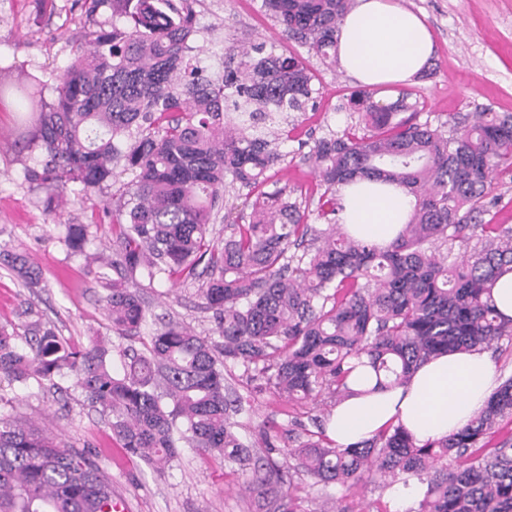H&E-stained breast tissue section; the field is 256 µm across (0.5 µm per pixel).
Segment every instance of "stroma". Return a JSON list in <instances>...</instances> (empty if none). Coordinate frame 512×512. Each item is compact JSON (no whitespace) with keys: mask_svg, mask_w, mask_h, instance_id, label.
Listing matches in <instances>:
<instances>
[{"mask_svg":"<svg viewBox=\"0 0 512 512\" xmlns=\"http://www.w3.org/2000/svg\"><path fill=\"white\" fill-rule=\"evenodd\" d=\"M401 3L423 17L435 41L431 71L402 89L417 99L421 117L444 121L454 113L486 107L512 113V0ZM196 11L192 44L198 49L199 66L207 72L223 71L231 47L244 38L278 55L296 54L314 73L315 105L299 114L292 140L281 147L282 159L270 174L288 187L293 198L315 206L323 188L304 155L313 140L355 123L356 113L345 104L358 83L340 67L324 64L308 47L286 39L262 0H200ZM83 25L71 0H54L44 9L36 0H0V67L51 80L53 72L67 63V39ZM15 120V104H0V242L28 250L43 272V281L31 290L0 269V323L23 327L33 310L74 342H86L91 336L113 339L101 285L83 263L67 259L58 241L65 223H89L97 209L77 202L69 192L56 212H45L23 180L14 143ZM141 295L152 314L212 337L214 324L201 308L196 285L163 280L142 289ZM230 384L247 402L238 421L250 432L272 425L284 437L291 418L306 426L311 423L308 407L257 390L242 375H235ZM0 414L35 419L53 415L55 433L73 447L94 452L113 494L125 501L128 512H260L257 499L244 489L248 472L188 448L161 471L131 457L70 381H62L59 391L35 396L19 387H2Z\"/></svg>","mask_w":512,"mask_h":512,"instance_id":"35a3bbf8","label":"stroma"}]
</instances>
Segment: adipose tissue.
<instances>
[{
	"label": "adipose tissue",
	"mask_w": 512,
	"mask_h": 512,
	"mask_svg": "<svg viewBox=\"0 0 512 512\" xmlns=\"http://www.w3.org/2000/svg\"><path fill=\"white\" fill-rule=\"evenodd\" d=\"M432 56L426 24L400 0H357L339 27V64L366 87L408 81ZM340 194L347 231L381 246L395 239L414 206L402 187L368 179L342 184ZM496 386L485 352L445 354L422 365L406 385L337 403L327 417V434L344 447L372 437L390 421L416 443L438 440L462 428Z\"/></svg>",
	"instance_id": "obj_1"
}]
</instances>
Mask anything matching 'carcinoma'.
Masks as SVG:
<instances>
[{"label": "carcinoma", "mask_w": 512, "mask_h": 512, "mask_svg": "<svg viewBox=\"0 0 512 512\" xmlns=\"http://www.w3.org/2000/svg\"><path fill=\"white\" fill-rule=\"evenodd\" d=\"M197 0H73L90 26L70 40L72 58L41 82L0 83L19 112L24 181L51 213L75 186L91 200L122 178L121 194L89 224H66L59 242L105 289L120 343L76 344L41 319L19 334L0 325V384L39 389L70 377L99 408L129 454L163 469L180 445L251 469L249 493L276 498L286 468L310 479L326 502L359 485L391 487L415 477L426 490L407 512H512V436L487 446L512 418V374L447 437L415 443L397 424L338 447L325 421L296 445L259 431L249 441L230 414L242 411L224 372L241 368L290 402L335 404L353 394V360L367 358L378 387L406 384L443 353L488 350L512 339V318L493 290L512 272V224H490L512 179V113L485 108L437 124L417 120L411 94L381 104L349 98L359 122L314 141L324 191L315 209L286 188L264 190L291 138L292 113L312 100V75L297 56L238 46L236 65L208 76L188 44ZM353 0H262L288 38L322 60ZM367 178L414 198L407 224L382 249L339 223L336 186ZM234 183L254 196L249 215H224V245L212 215ZM112 225L110 254L90 252L99 225ZM0 268L26 288L42 272L23 249L0 245ZM201 282L219 340L168 323L139 351L148 309L129 288L137 275ZM112 486L88 448H74L26 417L0 416V512H115Z\"/></svg>", "instance_id": "cac0c4a2"}]
</instances>
